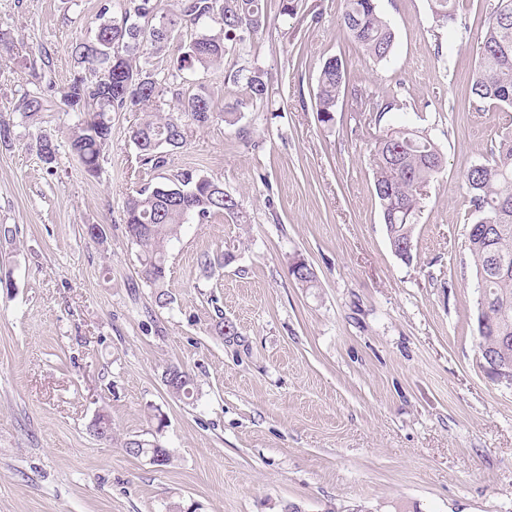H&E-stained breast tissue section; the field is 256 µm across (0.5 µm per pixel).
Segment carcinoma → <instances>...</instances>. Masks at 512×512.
Returning <instances> with one entry per match:
<instances>
[{"label":"carcinoma","instance_id":"carcinoma-1","mask_svg":"<svg viewBox=\"0 0 512 512\" xmlns=\"http://www.w3.org/2000/svg\"><path fill=\"white\" fill-rule=\"evenodd\" d=\"M435 27H467L458 13L457 0H429ZM116 16L100 23L94 40L75 45L78 64L103 77L89 81L75 77L61 91V102L81 115L73 128L70 147L86 173H98L99 160L109 143L112 113L144 111L169 94L178 112H149L132 131L142 165L164 171L170 152L186 144V127H204L213 118L212 97L205 89L190 94L183 89V71L224 64L232 49H243L268 25L262 0H178V9L164 11L157 0H112L100 16ZM210 21L219 30L200 32ZM341 26L375 63L390 61L395 32L379 10L376 0H344ZM181 42L182 52L173 70L158 71L139 66L136 59L146 48L159 53L172 41ZM478 64L469 94L478 107H512V0H491L485 6L484 33L477 48ZM227 81L244 82L249 98L265 102L270 77L260 66L237 69L225 75ZM353 96L360 105L363 123L375 130L370 150L373 192L378 199L383 224L392 252L402 262L413 259L405 245L413 243L416 222L422 209L419 188L444 171V157L435 139L425 130L384 127L389 112L407 108L396 96L384 97L350 85L343 62L327 59L320 69L315 93L317 119L328 125L334 120L339 99ZM44 98L24 94L15 110L24 118L42 109ZM36 150L43 163L56 160L53 139L39 132ZM469 212L477 220L469 225L468 251L480 288L477 333L482 365L493 360L512 364V131H504L482 162L464 172ZM221 185L184 169L153 187L130 196L124 206V224L137 248L141 277L153 289L157 306L173 303L165 288L167 247L191 216L201 220L223 213L241 222V204ZM291 275L304 288L318 287L317 276L307 262H293ZM168 385L174 395L192 394L193 378L181 367ZM123 447L130 454L170 463L171 453L158 439L128 438Z\"/></svg>","mask_w":512,"mask_h":512}]
</instances>
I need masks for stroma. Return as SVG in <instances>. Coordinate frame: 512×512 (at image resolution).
<instances>
[{
  "mask_svg": "<svg viewBox=\"0 0 512 512\" xmlns=\"http://www.w3.org/2000/svg\"><path fill=\"white\" fill-rule=\"evenodd\" d=\"M103 0H0V512H512V389L479 364L475 274L463 268L466 168L506 121L469 99L485 0H463L468 31L436 30L428 0H377L396 33L373 64L340 25L343 0H265L269 27L241 67L272 76L249 100L223 71L185 72L214 117L189 127L170 171L193 169L239 201L246 223L189 218L168 247L173 302L141 285L123 224L125 200L161 183L131 139L142 112L112 115L97 176L70 151L73 112L60 91L79 70ZM319 22H312L313 13ZM352 82L397 95L413 113L388 122L431 128L445 169L429 183L412 263L391 251L372 191L371 136L351 97L321 124L324 61ZM41 91L37 126L14 105ZM235 113V125L224 122ZM57 160L37 155L33 129ZM97 224L103 241L85 227ZM233 261L204 274L203 255ZM305 259L319 285L289 273ZM236 335L214 332L217 317ZM177 365L191 398L163 382ZM114 437L93 436L98 413ZM157 438L168 465L126 452Z\"/></svg>",
  "mask_w": 512,
  "mask_h": 512,
  "instance_id": "1",
  "label": "stroma"
}]
</instances>
